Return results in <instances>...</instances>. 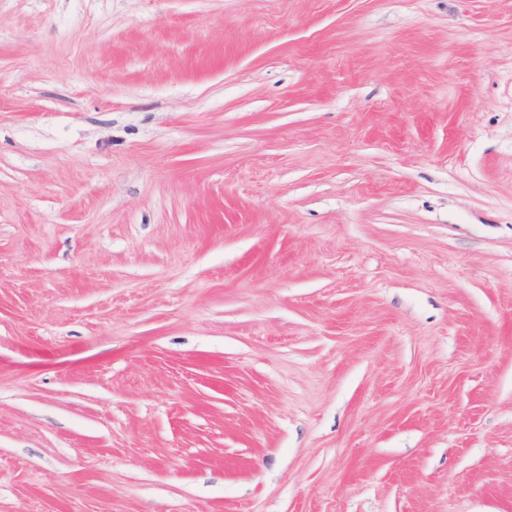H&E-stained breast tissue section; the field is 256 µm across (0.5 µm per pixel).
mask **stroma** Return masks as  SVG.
I'll list each match as a JSON object with an SVG mask.
<instances>
[{
  "instance_id": "obj_1",
  "label": "stroma",
  "mask_w": 512,
  "mask_h": 512,
  "mask_svg": "<svg viewBox=\"0 0 512 512\" xmlns=\"http://www.w3.org/2000/svg\"><path fill=\"white\" fill-rule=\"evenodd\" d=\"M0 512H512V0H0Z\"/></svg>"
}]
</instances>
